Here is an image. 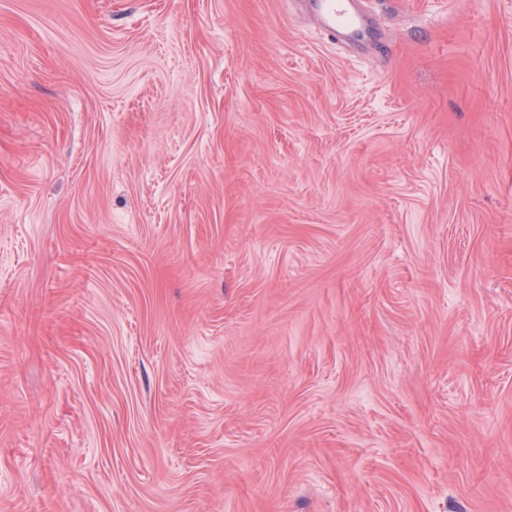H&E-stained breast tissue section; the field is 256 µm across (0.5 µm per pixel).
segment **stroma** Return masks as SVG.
Returning a JSON list of instances; mask_svg holds the SVG:
<instances>
[{"instance_id": "35a3bbf8", "label": "stroma", "mask_w": 512, "mask_h": 512, "mask_svg": "<svg viewBox=\"0 0 512 512\" xmlns=\"http://www.w3.org/2000/svg\"><path fill=\"white\" fill-rule=\"evenodd\" d=\"M0 0V512H512V0ZM356 0H312L302 11L304 19L324 32L333 41H350L365 36L364 20Z\"/></svg>"}]
</instances>
